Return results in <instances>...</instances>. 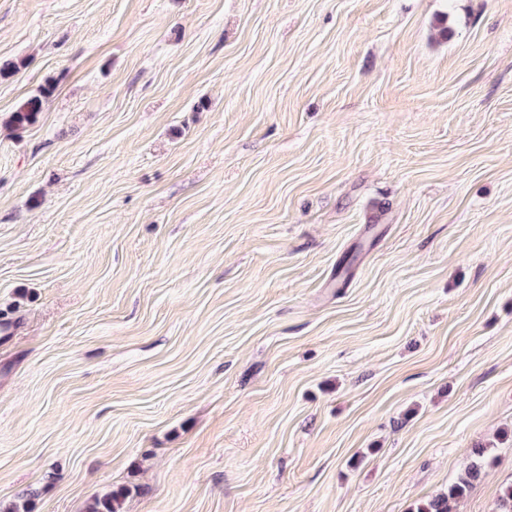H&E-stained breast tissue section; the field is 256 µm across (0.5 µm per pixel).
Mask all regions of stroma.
I'll list each match as a JSON object with an SVG mask.
<instances>
[{
	"instance_id": "stroma-1",
	"label": "stroma",
	"mask_w": 512,
	"mask_h": 512,
	"mask_svg": "<svg viewBox=\"0 0 512 512\" xmlns=\"http://www.w3.org/2000/svg\"><path fill=\"white\" fill-rule=\"evenodd\" d=\"M6 60L1 504L412 512L479 445L495 512L512 0H0ZM56 90V82H50L40 88L37 94L20 102L11 112L9 123L16 129H23L34 124L43 104L49 100Z\"/></svg>"
}]
</instances>
